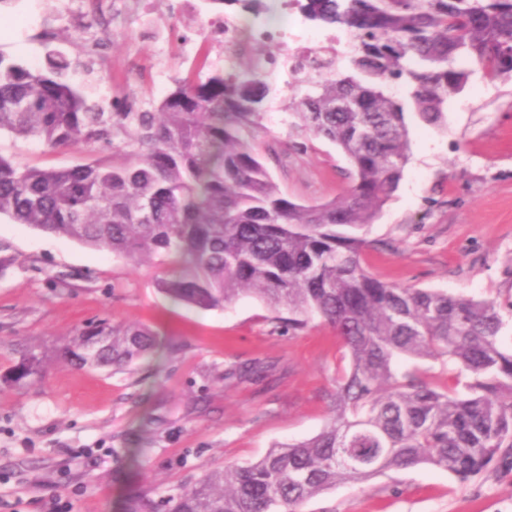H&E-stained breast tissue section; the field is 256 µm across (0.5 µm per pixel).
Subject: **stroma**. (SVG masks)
Returning a JSON list of instances; mask_svg holds the SVG:
<instances>
[{"instance_id":"stroma-1","label":"stroma","mask_w":512,"mask_h":512,"mask_svg":"<svg viewBox=\"0 0 512 512\" xmlns=\"http://www.w3.org/2000/svg\"><path fill=\"white\" fill-rule=\"evenodd\" d=\"M25 18L0 30V53L42 66L47 50L71 60V77L105 110L120 101L161 99L190 69L180 49L177 0H153L152 25L129 0L85 69L82 31L54 0H22ZM273 89L258 141L278 154L269 165L288 197L315 203L349 183L341 151L288 137ZM411 160L398 190L367 237L365 268L381 280L501 304L503 344L512 343V80L475 72L450 98L447 124L408 121ZM0 154L21 165L67 167L84 148L47 150L0 137ZM162 269L136 264L75 240L0 219V373L14 348L54 352L77 329L137 323L154 332V358L122 370L77 369L49 361L43 378L0 385V512H124L139 491L176 495L206 474L259 459L273 444L318 434L328 396L348 364L333 329L313 319L289 329L287 310L251 294L224 308L173 302L156 280ZM263 365L250 375L254 365ZM301 512H512V468L491 465L467 483L422 465L368 482H342Z\"/></svg>"}]
</instances>
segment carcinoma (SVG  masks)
<instances>
[{
  "instance_id": "carcinoma-1",
  "label": "carcinoma",
  "mask_w": 512,
  "mask_h": 512,
  "mask_svg": "<svg viewBox=\"0 0 512 512\" xmlns=\"http://www.w3.org/2000/svg\"><path fill=\"white\" fill-rule=\"evenodd\" d=\"M254 16L262 0H212ZM345 43L309 49L305 66L266 45L245 71L197 65L149 109L105 112L71 82L58 51L44 67L0 54V134L48 149L80 146L64 168L0 155V217L137 263L167 269L171 298L222 308L242 292L288 309V326L318 317L349 357L332 416L314 437L275 444L167 499H130L126 512H299L340 482L363 483L427 464L468 482L495 461L512 466V348L500 342L497 302L388 284L363 266L364 232L410 160L407 114L447 123L448 97L476 66L512 78V0H292ZM305 89L284 107L289 135L335 144L350 182L319 204L289 198L255 142L272 89L266 64ZM155 338L144 326L78 331L56 358L122 369ZM8 386L40 379L48 355L16 350Z\"/></svg>"
}]
</instances>
